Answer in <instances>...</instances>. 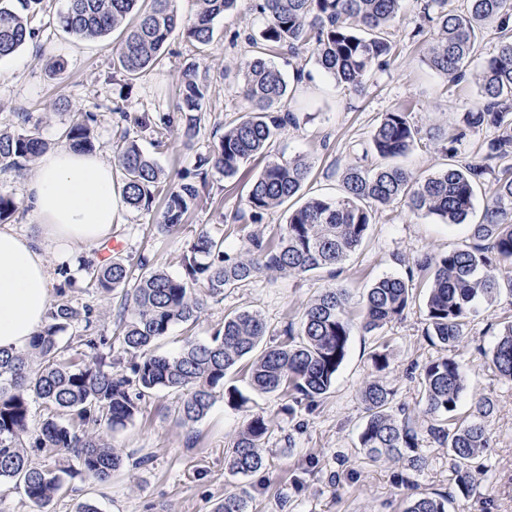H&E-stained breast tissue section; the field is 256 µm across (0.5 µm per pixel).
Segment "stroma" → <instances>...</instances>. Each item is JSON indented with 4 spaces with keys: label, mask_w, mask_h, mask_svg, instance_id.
Returning a JSON list of instances; mask_svg holds the SVG:
<instances>
[{
    "label": "stroma",
    "mask_w": 512,
    "mask_h": 512,
    "mask_svg": "<svg viewBox=\"0 0 512 512\" xmlns=\"http://www.w3.org/2000/svg\"><path fill=\"white\" fill-rule=\"evenodd\" d=\"M425 5L426 0H402L391 29L389 64L372 71L363 92L337 87L318 69L311 50L278 55L275 62L291 88L285 107L297 116V125L245 163L234 177L210 175L209 199L189 215L177 235L154 231L156 211L121 207L111 238L119 253H145L154 267L173 276L181 272L182 247L199 232L223 238L228 253H241L250 181L267 162L306 156L312 172L304 195L333 197L341 190L345 167L380 164L371 138L385 112L404 108L419 125L452 126L461 113L479 106L476 74L497 50L495 25H485L470 69L452 81L428 65L433 31L424 18ZM65 8L66 0H47L45 12L33 21L39 30L35 41L0 61V130H16V113H29L37 122L39 137L52 148L71 122L73 110L95 112L99 115L92 131L95 153L116 164L114 147L120 135L137 140L141 147L149 145L148 134L133 125V116L175 112L180 71L194 60L200 77L209 83L200 134L189 148L182 145L179 134H172L166 147L155 154L170 177L176 178L194 170L225 128L248 111V102L224 70L248 56L247 38L262 25L249 0H239L235 9L216 20L214 40L207 47L195 48L181 31H174L160 65L133 82L112 68L115 35L81 41L66 34L58 21ZM60 61L65 64L61 72L56 69ZM31 171L28 165L0 166V192L21 204L7 225L27 233L34 227L22 201ZM467 237L466 225L451 227L399 206L385 207L376 211L367 241L338 266L335 275L263 274L243 287L225 290L223 299H207L194 329L197 338L209 339L225 312L249 309L266 322L270 334L265 341L274 345L277 331L299 326L306 303L328 286L347 289L348 311L354 318L360 315L367 288L381 277H401L413 293L401 319L373 333L353 326L348 355L336 381L315 406L294 408L281 393L249 392L248 409L229 406L219 397L206 417L183 426L175 418L177 394L153 393L134 422L112 439L125 459L124 467L105 482L74 473L66 493L53 500L51 512H76L82 502L94 504L98 512H217L225 491L237 487L249 491L253 512H404L418 494L447 492L451 486L448 453L427 434L419 436L427 464L424 470L407 474L404 482L399 479L404 472L400 464L367 462L357 445L365 422L362 391L376 378L393 390L396 407L409 413L416 426H426L420 372L438 357L439 350L425 335L429 275L417 269L414 260L461 246ZM97 252L91 245H70L67 276L73 286L69 297L76 307L90 306L99 326L109 330L120 298L90 286L82 269L83 260ZM510 321L512 292L504 289L479 303L477 315L465 328L464 341L455 350L457 359L469 367L456 419L468 415L473 397L479 395L496 399L498 409L489 422V470L480 478V493L456 496L450 512H512V381L487 364L499 329ZM377 349L390 355L388 368L381 372L371 360ZM251 411L264 414L272 430L261 446L265 469L242 478L227 471L224 457Z\"/></svg>",
    "instance_id": "obj_1"
}]
</instances>
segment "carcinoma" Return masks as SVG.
<instances>
[{
  "label": "carcinoma",
  "mask_w": 512,
  "mask_h": 512,
  "mask_svg": "<svg viewBox=\"0 0 512 512\" xmlns=\"http://www.w3.org/2000/svg\"><path fill=\"white\" fill-rule=\"evenodd\" d=\"M238 0H199L196 20L185 29L193 44L213 41L215 20L233 9ZM43 0H0V60L12 57L37 38L31 14ZM401 0H252V10L263 20L256 36H249L252 55L237 67V87L249 102V111L224 131L209 154L199 159L195 172L166 184L157 161L134 140L116 145L121 170L123 203L133 209L150 208L163 196L157 229L166 235L180 231L185 216L199 206L210 173L231 178L252 157L262 153L277 135L296 124L283 109L290 93L282 71L268 53L288 49L297 54L313 47L316 65L337 85L359 93L376 66L387 63L392 51L389 28L396 20ZM449 0H428L427 21L437 29L429 48L428 63L452 78L464 75L477 50L483 26L497 23V53L478 75L482 105L461 114L453 131L414 123L408 112L395 109L382 115L372 146L386 164L372 169L349 165L342 172V193L335 198L311 197L300 206L288 207L283 232L276 239L258 234L247 238L245 253L232 257L224 251V238L200 232L180 255L181 274L174 277L149 267L140 255L114 256L103 262L83 263L88 282L105 292L118 291L123 304L114 322L113 336L95 331L93 312L78 309L65 299L73 287L62 270L58 299L50 305L48 321L28 346L18 351L0 350V481L23 487L38 512L48 506L72 474L66 461L55 470L40 465L35 455L55 457L74 453L80 471L105 481L123 465L112 448V435L128 427L141 403L158 390L182 393L176 419L189 425L209 413L216 393L243 408L250 398L234 385H225L227 374L246 364L250 387L261 393L282 391L297 403L312 405L334 385L347 355L352 320L347 311V291L329 287L307 303L298 331L283 330L286 339L264 346L267 324L253 311L224 315L209 340L184 338L174 355L157 353L159 342L175 324L194 325L205 311L206 296H224L260 273L307 275L336 266L355 254L368 238L374 209L401 204L417 216H434L450 226L468 225L471 242L448 252L426 254L416 267L431 271L425 298L426 336L445 355L427 363L421 373L424 413L431 419L427 433L448 449L451 480L462 496L477 492L479 476L487 471L485 454L490 448V418L497 402L479 395L471 413L453 427L448 419L457 410L466 389L465 366L446 352L455 350L465 337L468 319L477 313L481 299H492L505 283L512 292V165L495 176L492 200L475 224L468 223L475 187L490 167L478 161L457 159L455 144L485 127L498 131L487 144V158L504 159L512 144V0H466L461 10ZM63 30L80 39H94L121 29L113 57V69L126 80H137L159 62L170 34L182 25L176 0H67L59 16ZM177 120L166 114L142 113L136 118L149 133L152 145L167 146L171 128L180 130L189 145L198 136L208 84L199 78L197 66H184L179 90ZM94 112H75L62 138L76 152L89 153L95 144ZM436 141L448 156L446 167L421 179L392 160L406 155L422 136ZM46 148L35 132H0V164L22 168ZM311 172L305 157L270 161L255 176L249 193V218L258 222L268 210L302 197ZM411 288L401 277L385 276L368 288L362 318L370 333L401 318L409 305ZM74 323L84 324L78 336L82 356L89 361L65 360L61 333ZM118 340L129 356V373L106 369L103 349ZM503 378L512 380V323L498 332L489 357ZM394 392L382 380L368 382L363 390L365 423L358 436L364 459L377 463L398 462L409 471L426 465L418 433L410 418L393 410ZM44 410L39 420L32 405ZM271 433L270 420L252 413L233 440L225 457L233 475L249 476L264 465L259 448ZM251 496L241 487L224 492L218 512H249ZM450 497L421 495L410 500L405 512H448Z\"/></svg>",
  "instance_id": "cac0c4a2"
}]
</instances>
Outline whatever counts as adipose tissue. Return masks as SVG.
Masks as SVG:
<instances>
[{
  "instance_id": "adipose-tissue-1",
  "label": "adipose tissue",
  "mask_w": 512,
  "mask_h": 512,
  "mask_svg": "<svg viewBox=\"0 0 512 512\" xmlns=\"http://www.w3.org/2000/svg\"><path fill=\"white\" fill-rule=\"evenodd\" d=\"M34 234L0 228V349L25 348L50 308L52 265L69 247L110 237L123 204L110 164L66 145L46 151L25 185Z\"/></svg>"
}]
</instances>
